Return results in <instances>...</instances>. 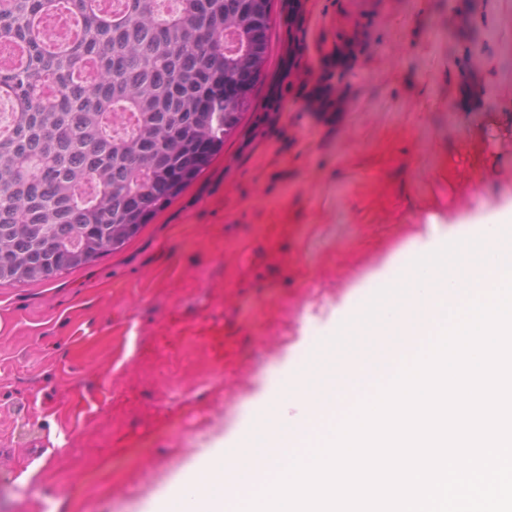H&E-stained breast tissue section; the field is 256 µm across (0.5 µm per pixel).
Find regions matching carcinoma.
Segmentation results:
<instances>
[{"label": "carcinoma", "mask_w": 512, "mask_h": 512, "mask_svg": "<svg viewBox=\"0 0 512 512\" xmlns=\"http://www.w3.org/2000/svg\"><path fill=\"white\" fill-rule=\"evenodd\" d=\"M0 0V67L16 102L0 135V284L47 281L121 249L224 148L261 82L271 0ZM464 69L480 51L474 6L448 0ZM77 23L60 46L47 18ZM130 114L131 132L112 131Z\"/></svg>", "instance_id": "carcinoma-1"}]
</instances>
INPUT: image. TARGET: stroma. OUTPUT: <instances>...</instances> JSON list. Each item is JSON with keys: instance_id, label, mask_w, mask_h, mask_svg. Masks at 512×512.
Listing matches in <instances>:
<instances>
[{"instance_id": "obj_1", "label": "stroma", "mask_w": 512, "mask_h": 512, "mask_svg": "<svg viewBox=\"0 0 512 512\" xmlns=\"http://www.w3.org/2000/svg\"><path fill=\"white\" fill-rule=\"evenodd\" d=\"M296 2L250 113L165 210L60 278L0 285V512H92V485L111 512H160L416 242L512 210V0H478L476 103L446 0ZM356 28L345 108L274 110L284 59L322 69Z\"/></svg>"}]
</instances>
